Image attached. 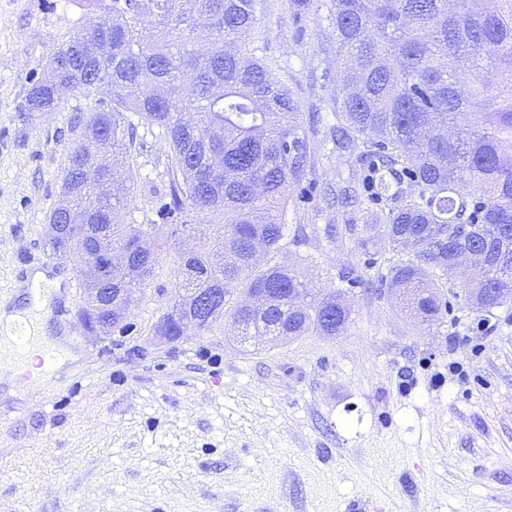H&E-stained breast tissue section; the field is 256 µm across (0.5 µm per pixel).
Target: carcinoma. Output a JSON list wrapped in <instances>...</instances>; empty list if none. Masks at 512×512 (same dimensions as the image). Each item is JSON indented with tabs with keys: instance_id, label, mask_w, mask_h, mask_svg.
<instances>
[{
	"instance_id": "obj_1",
	"label": "carcinoma",
	"mask_w": 512,
	"mask_h": 512,
	"mask_svg": "<svg viewBox=\"0 0 512 512\" xmlns=\"http://www.w3.org/2000/svg\"><path fill=\"white\" fill-rule=\"evenodd\" d=\"M264 0H112V28L92 21L52 56L26 98V111L52 112L57 84L106 95L90 113L62 179L64 202L49 218L52 253L79 265L85 288H126L112 305L113 329L127 315L158 263L156 225L121 224L130 207L136 125L158 131L170 150L169 186L157 214L171 233L202 230L189 210L224 214L209 250L178 252L179 281L168 307L200 288L224 290L208 330L228 317L240 344L255 337L338 336L350 312L336 293L321 298L278 261L288 248L282 220L290 185L305 178L306 131L292 91L236 42L254 28ZM323 18L336 38L341 82L338 149L355 153L360 180L344 200L385 205V235L411 259L388 269L402 310L430 323L443 307L442 280L465 245L482 256L479 311L512 302V0L477 9L472 0H329ZM192 94H179L183 84ZM377 140L372 141L370 137ZM95 165L102 193L86 178ZM81 216L85 228L65 231ZM141 241L114 284L87 267L92 252ZM266 288L278 303L256 320L236 294Z\"/></svg>"
}]
</instances>
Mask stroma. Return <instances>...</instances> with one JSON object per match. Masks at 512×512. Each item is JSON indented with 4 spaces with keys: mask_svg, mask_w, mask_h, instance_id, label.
Listing matches in <instances>:
<instances>
[{
    "mask_svg": "<svg viewBox=\"0 0 512 512\" xmlns=\"http://www.w3.org/2000/svg\"><path fill=\"white\" fill-rule=\"evenodd\" d=\"M103 15L90 0H0V307L48 316L55 356L39 382L0 366V512H512V304L476 311L452 277L439 321L398 306L383 275L405 255L380 206L331 204L359 170L333 142L336 43L316 13L266 0L244 44L291 89L308 135L287 260L315 290H343L346 331L243 347L220 320L160 339L180 243L167 236L130 332L78 320L82 279L46 226L98 96L24 104L54 51ZM132 155L129 211L157 223L169 149L142 124ZM37 270L59 282L38 299Z\"/></svg>",
    "mask_w": 512,
    "mask_h": 512,
    "instance_id": "35a3bbf8",
    "label": "stroma"
}]
</instances>
